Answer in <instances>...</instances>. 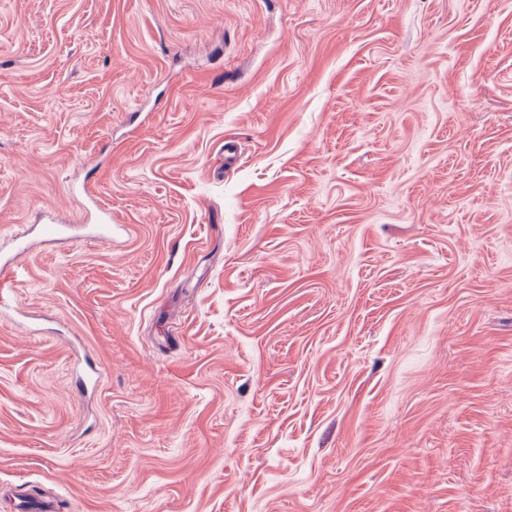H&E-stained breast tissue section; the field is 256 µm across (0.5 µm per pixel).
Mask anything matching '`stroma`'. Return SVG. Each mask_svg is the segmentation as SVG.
<instances>
[{
  "label": "stroma",
  "mask_w": 512,
  "mask_h": 512,
  "mask_svg": "<svg viewBox=\"0 0 512 512\" xmlns=\"http://www.w3.org/2000/svg\"><path fill=\"white\" fill-rule=\"evenodd\" d=\"M18 232L0 485L512 512V0H0Z\"/></svg>",
  "instance_id": "35a3bbf8"
}]
</instances>
